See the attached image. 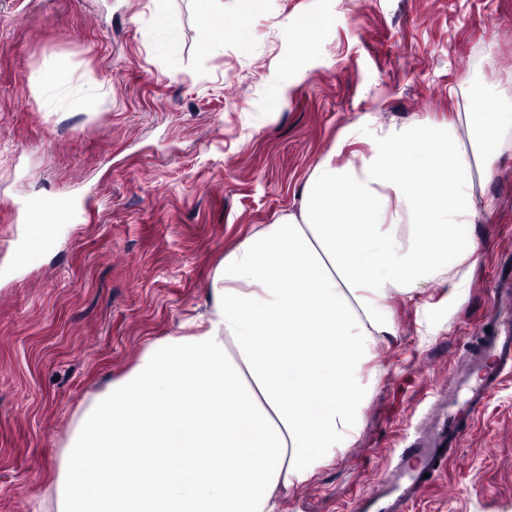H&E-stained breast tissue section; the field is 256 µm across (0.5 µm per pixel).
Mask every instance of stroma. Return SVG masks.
<instances>
[{
    "mask_svg": "<svg viewBox=\"0 0 512 512\" xmlns=\"http://www.w3.org/2000/svg\"><path fill=\"white\" fill-rule=\"evenodd\" d=\"M223 2L238 30L206 53L192 0H166L179 37L162 55L156 0H0V512H40L86 409L204 310L226 250L297 209L344 127L512 103V0ZM310 17L324 26L307 51ZM89 79L90 104L78 92ZM486 194L475 263L391 300L397 335L366 365L374 394L356 441L281 512H349L437 411L449 370L497 329L512 153ZM50 199L81 217L23 262L24 226ZM409 512H512V377Z\"/></svg>",
    "mask_w": 512,
    "mask_h": 512,
    "instance_id": "1",
    "label": "stroma"
}]
</instances>
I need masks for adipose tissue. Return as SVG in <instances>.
Segmentation results:
<instances>
[{
  "instance_id": "ef3b65f1",
  "label": "adipose tissue",
  "mask_w": 512,
  "mask_h": 512,
  "mask_svg": "<svg viewBox=\"0 0 512 512\" xmlns=\"http://www.w3.org/2000/svg\"><path fill=\"white\" fill-rule=\"evenodd\" d=\"M355 139L372 152L344 155ZM512 113L350 126L298 208L213 271L207 308L151 341L76 427L56 512H280L355 441L389 301L447 284L475 254Z\"/></svg>"
}]
</instances>
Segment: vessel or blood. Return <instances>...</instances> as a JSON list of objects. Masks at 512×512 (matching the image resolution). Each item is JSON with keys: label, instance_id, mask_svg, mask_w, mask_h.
<instances>
[{"label": "vessel or blood", "instance_id": "b4317fda", "mask_svg": "<svg viewBox=\"0 0 512 512\" xmlns=\"http://www.w3.org/2000/svg\"><path fill=\"white\" fill-rule=\"evenodd\" d=\"M493 306L504 313L506 324L499 331L478 337L467 353L468 368L480 373V380L473 383L468 375L452 374L450 384L465 392V400L449 399L447 414L403 448L395 463L387 467L382 484L361 493L353 502L352 512H406L409 501L421 496L430 476L436 475L447 460L448 448L463 441L466 424L477 408L512 375V289H496Z\"/></svg>", "mask_w": 512, "mask_h": 512}]
</instances>
